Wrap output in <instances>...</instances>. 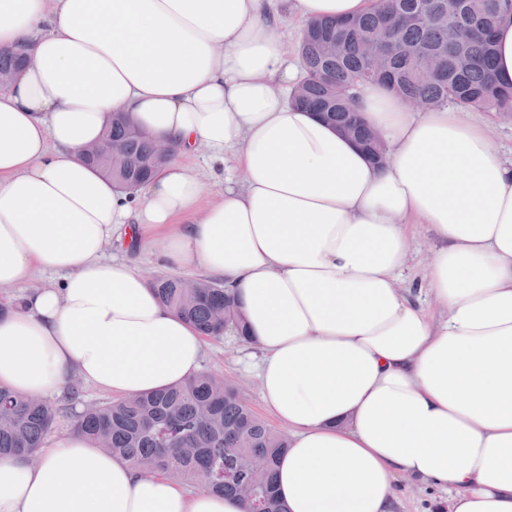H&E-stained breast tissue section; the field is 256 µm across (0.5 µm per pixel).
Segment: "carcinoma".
Returning <instances> with one entry per match:
<instances>
[{
  "mask_svg": "<svg viewBox=\"0 0 512 512\" xmlns=\"http://www.w3.org/2000/svg\"><path fill=\"white\" fill-rule=\"evenodd\" d=\"M512 16V0H376L351 20L305 25L299 44L302 79L292 104L318 112L360 143L368 126L354 107L352 90L379 84L421 109L451 104L468 111H512V81L494 70V39L484 29ZM20 51L0 50V74L22 65ZM102 139L118 148L112 164L85 163L112 184L134 191L170 157L156 140L134 130L124 113L112 114ZM159 299L201 335L224 336L230 322L244 339L248 327L235 299L219 282L175 275L150 280ZM60 408L0 387V458L28 453L41 444ZM71 426L95 446L124 458L133 468L149 466L180 482L214 474L207 490L236 495L247 512H287L274 474L288 439L248 408L231 382L202 371L189 381L155 392L95 404L73 416Z\"/></svg>",
  "mask_w": 512,
  "mask_h": 512,
  "instance_id": "1",
  "label": "carcinoma"
}]
</instances>
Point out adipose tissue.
<instances>
[{
  "label": "adipose tissue",
  "mask_w": 512,
  "mask_h": 512,
  "mask_svg": "<svg viewBox=\"0 0 512 512\" xmlns=\"http://www.w3.org/2000/svg\"><path fill=\"white\" fill-rule=\"evenodd\" d=\"M281 22L273 0H0V50L27 53L0 88V287L59 276L0 317V384L128 397L197 374L200 333L132 261L102 256L153 229L160 264L223 280L247 319L288 431V512H394L404 480L446 492L447 512H512V154L463 109L414 112L371 84L356 106L387 147L372 160L290 103ZM115 112L174 150L133 194L78 155ZM200 148L214 174L229 158L245 174L206 208L182 160ZM411 224L438 242L424 279L439 319L398 285ZM35 453L0 458V512H245L71 428Z\"/></svg>",
  "instance_id": "adipose-tissue-1"
}]
</instances>
